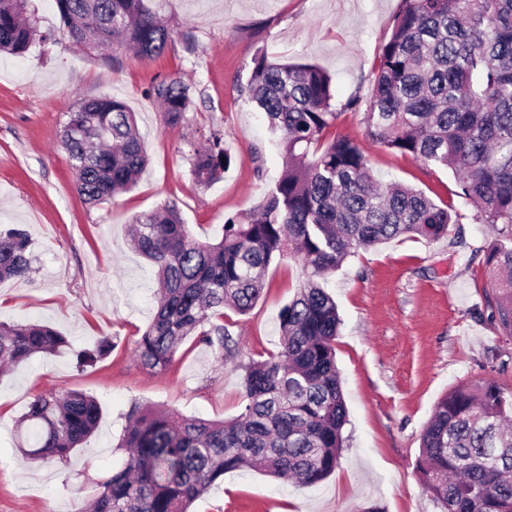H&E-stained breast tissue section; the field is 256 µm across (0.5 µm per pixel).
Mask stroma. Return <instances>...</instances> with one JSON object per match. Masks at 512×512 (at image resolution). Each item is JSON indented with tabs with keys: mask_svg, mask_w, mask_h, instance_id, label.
<instances>
[{
	"mask_svg": "<svg viewBox=\"0 0 512 512\" xmlns=\"http://www.w3.org/2000/svg\"><path fill=\"white\" fill-rule=\"evenodd\" d=\"M151 5L172 31L159 60L70 45L55 0L30 4L41 39L22 55L0 57V225H24L32 242L28 278L0 283V321L48 324L74 350L94 349L103 336L115 345L92 366L78 367L72 353L38 354L0 378V512H75L110 468L132 403L208 420L242 412L244 367L279 350V315L302 277L300 262L271 266L270 286L252 311L227 318L233 359L220 362L198 345L177 356L170 373L154 374L132 353L154 314L153 271L132 250L126 226L173 204L197 239H219L225 219L245 216L284 171L276 136L240 94L255 57L315 65L331 76L338 100H368L400 0ZM165 77L194 89L193 107L176 126L147 94ZM105 96L135 112L149 163L132 190L92 206L75 189L61 134L75 103ZM212 128L223 130L233 161L222 180L202 187L191 175L189 143ZM336 132L363 147L376 179L412 185L440 205L451 198L449 169L372 142L360 114L342 115ZM498 237L469 216L438 241L397 239L348 257L324 283L341 318L334 348L348 441L338 467L310 486L237 470L193 512H442L416 471L435 404L490 377L512 388V337L478 315L494 286L485 258ZM68 390L98 399L97 432L67 465L28 461L18 449V420L36 395Z\"/></svg>",
	"mask_w": 512,
	"mask_h": 512,
	"instance_id": "stroma-1",
	"label": "stroma"
}]
</instances>
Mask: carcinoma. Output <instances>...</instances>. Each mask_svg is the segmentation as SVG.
Wrapping results in <instances>:
<instances>
[{
	"label": "carcinoma",
	"instance_id": "cac0c4a2",
	"mask_svg": "<svg viewBox=\"0 0 512 512\" xmlns=\"http://www.w3.org/2000/svg\"><path fill=\"white\" fill-rule=\"evenodd\" d=\"M148 0H55L71 44L127 48L143 59L164 52L171 31ZM28 0H0V53L21 55L34 26ZM362 123L387 149L428 167L452 170L455 196L491 228L512 227V0H401L389 41L374 61ZM243 93L279 139L285 170L242 219L224 222L216 242L194 237L173 205L137 214L127 227L135 249L156 269L159 303L133 343L137 364L170 370L190 336L232 351L229 309L248 314L268 286L270 266L293 255L305 272L280 313V350L245 367L241 414L227 421L186 417L133 404L112 470L93 482V512H189L224 474L248 466L300 486L327 478L344 448L347 407L333 343L340 326L325 275L361 247L400 237L437 241L461 214L400 183H379L353 140L334 135L338 119L360 108L336 100L331 77L314 65L283 64L262 53ZM148 94L180 124L192 87L162 80ZM62 146L77 193L98 204L132 188L147 164L134 113L114 98L84 99L68 111ZM191 174L209 186L231 164L224 132L190 143ZM31 240L0 227V282L31 271ZM486 265L496 288L486 321L512 335V232L492 246ZM72 350L59 331L38 323H0V369L36 354L74 351L77 366L106 357ZM98 400L81 391L40 394L21 416L34 459L65 464L96 431ZM417 472L443 512H512V389L490 379L442 397L421 434Z\"/></svg>",
	"mask_w": 512,
	"mask_h": 512
}]
</instances>
